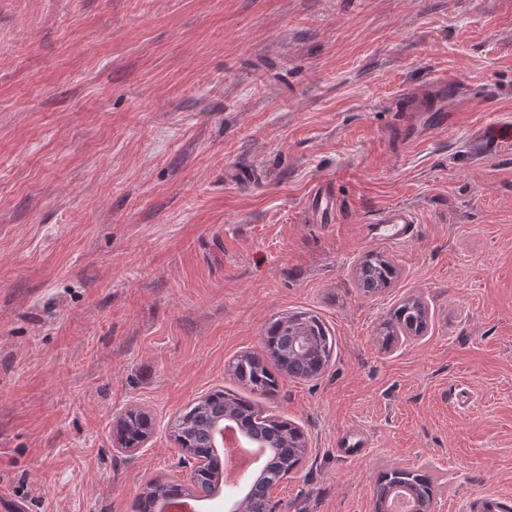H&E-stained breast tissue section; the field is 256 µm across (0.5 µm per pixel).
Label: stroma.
Returning a JSON list of instances; mask_svg holds the SVG:
<instances>
[{"label":"stroma","instance_id":"35a3bbf8","mask_svg":"<svg viewBox=\"0 0 512 512\" xmlns=\"http://www.w3.org/2000/svg\"><path fill=\"white\" fill-rule=\"evenodd\" d=\"M456 114L400 145L406 97ZM512 0H0V494L134 512L184 482L170 437L230 362L298 311L325 371L260 398L307 447L275 512H374L428 467L432 512L512 493ZM328 181L334 221L306 211ZM410 208L413 237L370 226ZM382 253L394 282L355 272ZM427 328L391 348V309ZM154 431L121 448L114 421ZM394 275L393 265L379 252L366 255L356 269L358 286L365 293H375L387 288ZM426 325V311L417 301L407 300L396 307L390 321L386 324L387 332L383 340L391 343L398 338V330L419 334ZM116 437L125 448L142 443L152 431L150 416L139 409H130L116 424ZM400 484L412 486L418 495L427 500L433 497L435 492L432 475L428 472L394 467L379 474L374 487L375 504L387 503L391 492ZM182 491V484L173 482H163L160 479L150 481L143 488L142 492L136 498L135 511L136 512H157L153 510L156 502L155 496L158 494L166 493L169 496H178ZM158 502L155 504V508L161 511Z\"/></svg>","mask_w":512,"mask_h":512}]
</instances>
